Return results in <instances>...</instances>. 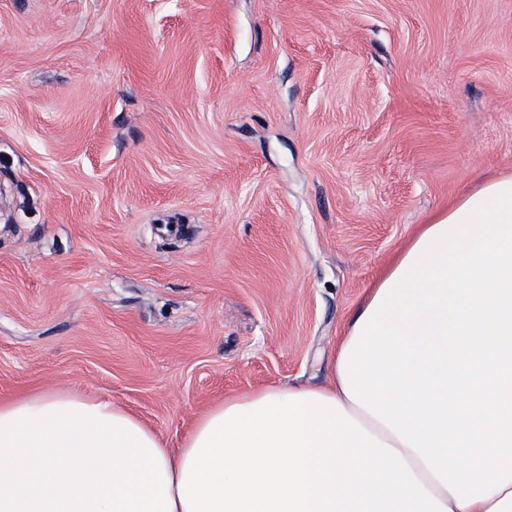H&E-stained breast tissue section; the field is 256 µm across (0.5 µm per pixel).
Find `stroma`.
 <instances>
[{
    "mask_svg": "<svg viewBox=\"0 0 512 512\" xmlns=\"http://www.w3.org/2000/svg\"><path fill=\"white\" fill-rule=\"evenodd\" d=\"M512 174V0H0V401L178 447L321 385L420 225Z\"/></svg>",
    "mask_w": 512,
    "mask_h": 512,
    "instance_id": "1",
    "label": "stroma"
}]
</instances>
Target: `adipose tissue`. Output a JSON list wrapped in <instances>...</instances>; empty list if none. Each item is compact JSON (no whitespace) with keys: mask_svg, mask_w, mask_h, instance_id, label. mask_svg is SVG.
Returning a JSON list of instances; mask_svg holds the SVG:
<instances>
[{"mask_svg":"<svg viewBox=\"0 0 512 512\" xmlns=\"http://www.w3.org/2000/svg\"><path fill=\"white\" fill-rule=\"evenodd\" d=\"M331 370L176 448L108 399L0 403V512H512V175L420 226Z\"/></svg>","mask_w":512,"mask_h":512,"instance_id":"1","label":"adipose tissue"}]
</instances>
